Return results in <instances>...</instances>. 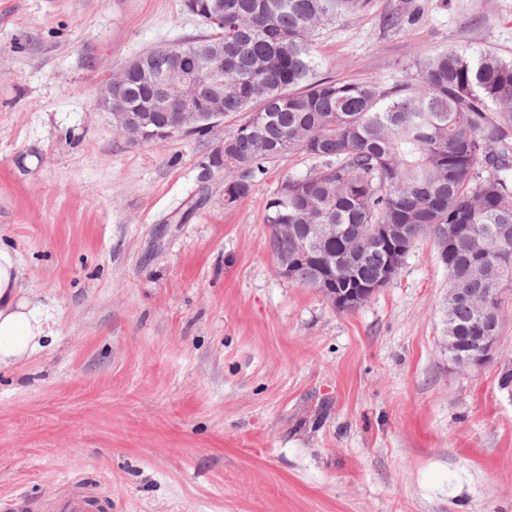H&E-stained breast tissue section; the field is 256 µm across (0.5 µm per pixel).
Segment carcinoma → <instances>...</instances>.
<instances>
[{
	"label": "carcinoma",
	"mask_w": 512,
	"mask_h": 512,
	"mask_svg": "<svg viewBox=\"0 0 512 512\" xmlns=\"http://www.w3.org/2000/svg\"><path fill=\"white\" fill-rule=\"evenodd\" d=\"M373 0H224L221 27L212 0H184L211 33L173 47L185 55L224 49L222 112L240 117L209 157L224 175V207L259 186L267 165L286 154L316 160L278 182L265 205L268 225L294 226L267 247L289 266L288 281L346 299L399 274L418 241L430 237L458 289L444 312L466 361L479 337L499 331L512 295V61L451 46L421 52L403 81L363 83L318 74L317 30L355 19ZM156 75L174 63L156 53ZM123 103L141 112L153 88L125 72ZM336 225V236L315 231ZM380 224L400 229L388 241ZM451 245H445L446 239Z\"/></svg>",
	"instance_id": "1"
}]
</instances>
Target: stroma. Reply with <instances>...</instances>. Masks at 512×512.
<instances>
[{
  "label": "stroma",
  "mask_w": 512,
  "mask_h": 512,
  "mask_svg": "<svg viewBox=\"0 0 512 512\" xmlns=\"http://www.w3.org/2000/svg\"><path fill=\"white\" fill-rule=\"evenodd\" d=\"M203 33L183 0H0V245L53 330L0 369V503L50 512L81 479L93 512H512L511 305L495 361L451 369L431 240L336 309L267 248L270 192L314 160L228 210L208 157L237 119L133 143L97 108L123 63ZM315 43L361 82L446 45L512 60V0H373Z\"/></svg>",
  "instance_id": "obj_1"
}]
</instances>
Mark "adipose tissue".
Returning a JSON list of instances; mask_svg holds the SVG:
<instances>
[{
  "label": "adipose tissue",
  "mask_w": 512,
  "mask_h": 512,
  "mask_svg": "<svg viewBox=\"0 0 512 512\" xmlns=\"http://www.w3.org/2000/svg\"><path fill=\"white\" fill-rule=\"evenodd\" d=\"M19 280L14 252L0 246V368L27 361L51 334L47 317L23 295Z\"/></svg>",
  "instance_id": "obj_1"
}]
</instances>
